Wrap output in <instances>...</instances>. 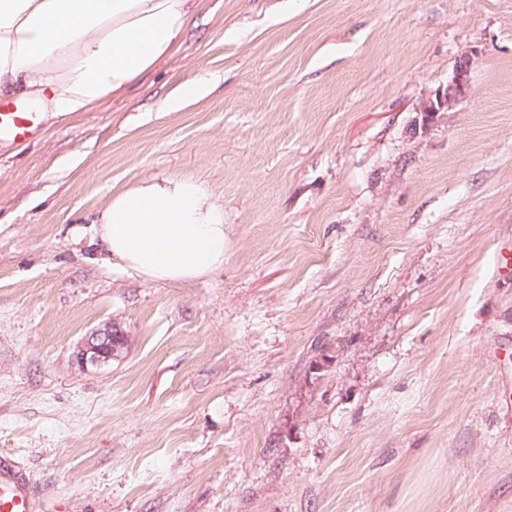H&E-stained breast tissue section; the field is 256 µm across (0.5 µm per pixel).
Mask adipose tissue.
Masks as SVG:
<instances>
[{
	"instance_id": "ef3b65f1",
	"label": "adipose tissue",
	"mask_w": 512,
	"mask_h": 512,
	"mask_svg": "<svg viewBox=\"0 0 512 512\" xmlns=\"http://www.w3.org/2000/svg\"><path fill=\"white\" fill-rule=\"evenodd\" d=\"M199 0H0V97L55 122L119 95L171 57ZM97 233L118 265L154 282L224 263V213L191 178L113 194Z\"/></svg>"
}]
</instances>
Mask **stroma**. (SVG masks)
<instances>
[{
    "instance_id": "obj_1",
    "label": "stroma",
    "mask_w": 512,
    "mask_h": 512,
    "mask_svg": "<svg viewBox=\"0 0 512 512\" xmlns=\"http://www.w3.org/2000/svg\"><path fill=\"white\" fill-rule=\"evenodd\" d=\"M172 177L224 264L153 282L93 222ZM511 240L512 0H201L121 96L0 144V454L37 512H512ZM471 67L470 57L460 59L446 91L439 92L435 100L429 99L423 102L421 112H439L443 108L451 109L462 102L468 94ZM127 336L115 323L96 331L85 339L75 352L73 364L80 370L88 365L101 366L120 357Z\"/></svg>"
}]
</instances>
